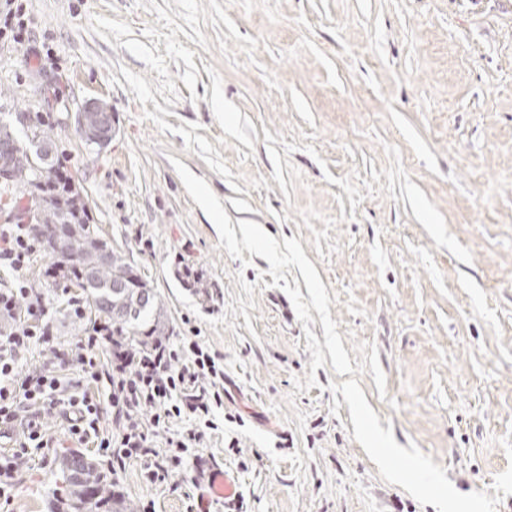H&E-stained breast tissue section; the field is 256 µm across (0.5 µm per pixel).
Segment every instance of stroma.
<instances>
[{
  "mask_svg": "<svg viewBox=\"0 0 512 512\" xmlns=\"http://www.w3.org/2000/svg\"><path fill=\"white\" fill-rule=\"evenodd\" d=\"M13 5L0 120L52 123L166 335L222 355L201 454L247 512H512V0H0V22ZM93 98L102 148L74 124ZM50 262L27 277L75 342L96 316L67 315L83 292ZM119 484L154 512L198 494L136 463ZM54 488L32 455L7 510Z\"/></svg>",
  "mask_w": 512,
  "mask_h": 512,
  "instance_id": "35a3bbf8",
  "label": "stroma"
}]
</instances>
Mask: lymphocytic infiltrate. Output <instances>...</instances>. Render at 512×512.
Here are the masks:
<instances>
[{"mask_svg":"<svg viewBox=\"0 0 512 512\" xmlns=\"http://www.w3.org/2000/svg\"><path fill=\"white\" fill-rule=\"evenodd\" d=\"M36 249L31 225H0V268L15 274L0 286V438L13 442L0 453V504L11 500L32 451H53L57 438L44 425L49 415L65 422L73 441L94 442L113 474L138 463L147 483H168L183 473L185 453L203 447L217 427L215 412L224 406L218 354L195 336L177 344L161 338L136 351L107 321L90 325L77 342L62 341L45 294L23 276ZM34 346L49 351L54 366H22ZM104 350L111 357L103 365L97 354ZM98 385L106 396L95 393ZM175 418L192 421V428L156 447L155 438Z\"/></svg>","mask_w":512,"mask_h":512,"instance_id":"obj_1","label":"lymphocytic infiltrate"}]
</instances>
